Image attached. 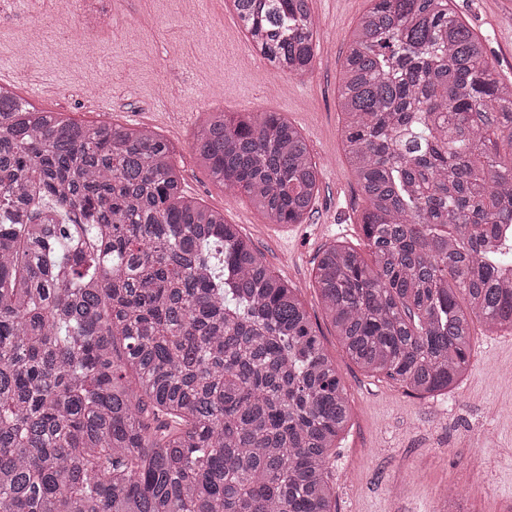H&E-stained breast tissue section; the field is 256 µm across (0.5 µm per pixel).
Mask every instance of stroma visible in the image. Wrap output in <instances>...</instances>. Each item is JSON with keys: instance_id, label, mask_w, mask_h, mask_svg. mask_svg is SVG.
I'll use <instances>...</instances> for the list:
<instances>
[{"instance_id": "stroma-1", "label": "stroma", "mask_w": 512, "mask_h": 512, "mask_svg": "<svg viewBox=\"0 0 512 512\" xmlns=\"http://www.w3.org/2000/svg\"><path fill=\"white\" fill-rule=\"evenodd\" d=\"M371 0H312L319 40L312 74L297 79L255 52L227 0H96L106 24L63 28L55 0H15L0 10V66L27 79L50 75L57 92L44 109L82 124L107 120L147 127L174 147L184 193L223 212L295 288L336 365L350 420L330 462L337 512H505L512 506V333L474 322L476 344L464 379L448 394L420 398L345 354L312 286L317 255L341 242L364 249L357 217L364 200L342 141L339 106L348 42ZM486 39L489 59L512 82V0H452ZM44 36L32 41L31 24ZM97 58H90L86 43ZM277 112L307 139L320 168L310 217L278 226L240 192L216 182L192 150L209 112ZM457 488L443 497L444 487Z\"/></svg>"}]
</instances>
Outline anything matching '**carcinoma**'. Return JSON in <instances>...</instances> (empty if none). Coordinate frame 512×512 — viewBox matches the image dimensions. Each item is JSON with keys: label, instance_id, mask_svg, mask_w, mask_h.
<instances>
[{"label": "carcinoma", "instance_id": "carcinoma-1", "mask_svg": "<svg viewBox=\"0 0 512 512\" xmlns=\"http://www.w3.org/2000/svg\"><path fill=\"white\" fill-rule=\"evenodd\" d=\"M234 9L310 74L311 0ZM340 98L368 255L326 247L313 287L362 369L447 392L473 318L512 332V82L452 0H371ZM193 149L270 223L311 213L320 170L280 114L212 112ZM349 419L295 289L183 195L165 139L0 87V512H335Z\"/></svg>", "mask_w": 512, "mask_h": 512}]
</instances>
